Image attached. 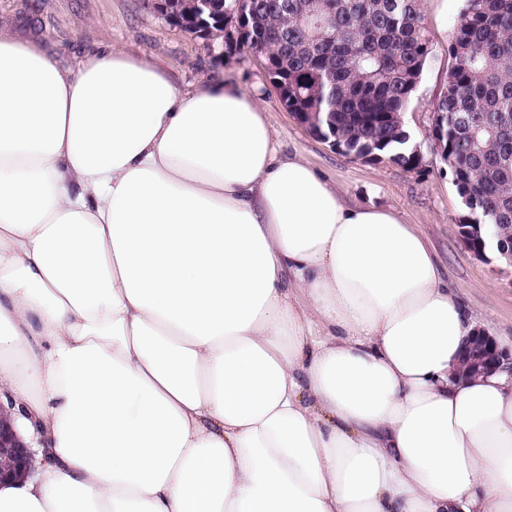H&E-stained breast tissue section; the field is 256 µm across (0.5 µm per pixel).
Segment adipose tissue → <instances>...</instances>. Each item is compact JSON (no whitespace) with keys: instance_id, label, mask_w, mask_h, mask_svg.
I'll use <instances>...</instances> for the list:
<instances>
[{"instance_id":"1","label":"adipose tissue","mask_w":512,"mask_h":512,"mask_svg":"<svg viewBox=\"0 0 512 512\" xmlns=\"http://www.w3.org/2000/svg\"><path fill=\"white\" fill-rule=\"evenodd\" d=\"M428 241L244 88L0 29V512H512V370ZM0 468H5L11 464V458L13 460V468L11 470L0 469V481L4 478L10 477L13 473L20 468L24 471L31 469L30 452L26 446L16 442L10 430L5 429L4 425L0 423ZM11 454V458L7 452Z\"/></svg>"}]
</instances>
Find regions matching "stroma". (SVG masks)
<instances>
[{"label": "stroma", "mask_w": 512, "mask_h": 512, "mask_svg": "<svg viewBox=\"0 0 512 512\" xmlns=\"http://www.w3.org/2000/svg\"><path fill=\"white\" fill-rule=\"evenodd\" d=\"M432 52L404 115L423 161L404 170L391 163L351 160L310 135L281 107L261 66L249 56L226 57L221 40H206L172 25L147 0H0V22L40 40L63 65L81 54L113 46L154 58L182 85L215 77L241 84L275 131L283 154L297 155L360 206L398 211L431 244L453 288L486 322L492 336H512V268L475 257L457 224L464 208L450 171L431 148L432 104L448 80L450 27L465 0H423Z\"/></svg>", "instance_id": "obj_1"}]
</instances>
